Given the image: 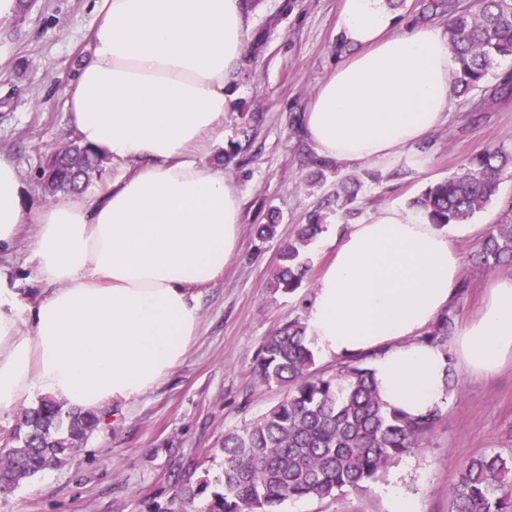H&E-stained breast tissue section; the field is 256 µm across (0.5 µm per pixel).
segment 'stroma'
<instances>
[{"label": "stroma", "mask_w": 512, "mask_h": 512, "mask_svg": "<svg viewBox=\"0 0 512 512\" xmlns=\"http://www.w3.org/2000/svg\"><path fill=\"white\" fill-rule=\"evenodd\" d=\"M259 0L246 11L249 31L269 15L279 17L263 51L249 69L235 74V106L224 115L225 142L239 143L235 164H224L223 144L203 162L221 168L242 202L236 253L224 274L197 296L201 325L186 357L154 390L138 400L106 407L98 427L61 467L36 475L7 496L0 512H191L180 489L203 471L224 466L228 429L242 426L277 404L282 389L264 384L255 371L266 336L286 318L305 317L315 284L331 261L326 238L311 246L313 267L301 288L283 294L266 288L279 242L300 224L322 215L329 230L362 224L385 205L409 209L413 199L471 156L512 146V95L486 105L479 121L470 110L480 91L456 97L455 110L424 141L397 161L322 160L304 132V116L316 87L335 69L343 0ZM99 22L95 0H27L0 26V156L17 166L28 211L48 206L36 180L38 168L63 143L74 140L65 96L91 54L90 31ZM354 191L352 215L333 207L342 188ZM512 201V176L462 229L457 244L466 258L465 290L451 305L456 326L481 308L493 273L475 267L470 254ZM277 219L278 235L260 241L256 225ZM32 240L23 234L0 255L25 304H35L41 285L30 259ZM443 417L421 451L390 466L368 492H348L322 502L291 500L280 512H390L382 494L401 475L413 512H448L450 489L469 458L490 451L512 454V362L490 377L453 368V388Z\"/></svg>", "instance_id": "35a3bbf8"}]
</instances>
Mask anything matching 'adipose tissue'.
<instances>
[{
	"label": "adipose tissue",
	"instance_id": "adipose-tissue-1",
	"mask_svg": "<svg viewBox=\"0 0 512 512\" xmlns=\"http://www.w3.org/2000/svg\"><path fill=\"white\" fill-rule=\"evenodd\" d=\"M97 4L92 55L66 91L69 125L135 168L30 214L17 167L0 157V251L35 225L43 285L41 300L22 306L0 266V413L38 396L100 411L154 389L198 333L199 289L223 276L238 245V194L197 156L224 136L227 85L248 42L242 0ZM340 26L356 52L313 94L306 136L336 161L399 157L452 109L448 39L431 26L396 28L382 0H345ZM456 236L392 205L347 225L307 313L312 346L371 356L381 401L409 416L448 398L446 356L421 336L457 295ZM452 345L474 376L512 358V274Z\"/></svg>",
	"mask_w": 512,
	"mask_h": 512
}]
</instances>
